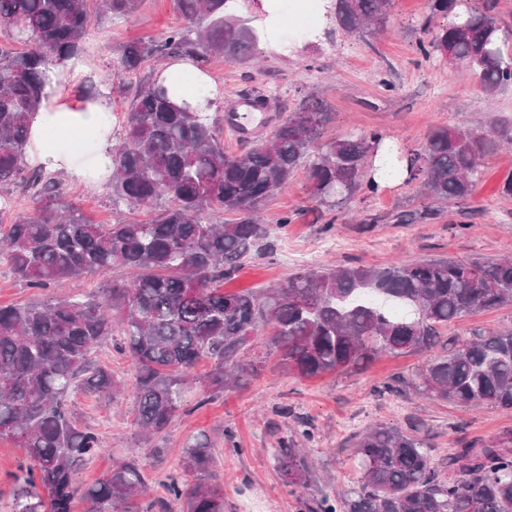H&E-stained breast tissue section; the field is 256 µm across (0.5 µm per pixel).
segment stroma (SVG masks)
Instances as JSON below:
<instances>
[{
  "mask_svg": "<svg viewBox=\"0 0 512 512\" xmlns=\"http://www.w3.org/2000/svg\"><path fill=\"white\" fill-rule=\"evenodd\" d=\"M427 0H393L385 33L341 30L327 11L314 21L316 39L287 36L286 25L262 38L258 62L211 60L207 66L222 98L213 115L223 119L234 109L244 88L269 95L270 121L251 141L222 130L224 150L240 154L266 140L280 115L293 110L300 98L326 97L334 107L324 136L331 139L352 130H380L386 144L400 155L420 152L428 131L435 127L473 129L489 120L512 126V87L486 101L463 66L422 60L419 24L428 13ZM179 20L172 0H141L138 13L125 20L94 16L84 42L86 79L108 87L113 116L127 110L135 90L134 78L118 66L120 46L143 38L162 39ZM390 80L385 92L380 80ZM475 194L448 204L427 198L419 180L400 175L384 181L377 193H364L344 205L337 220L309 196L304 170H297L287 190L266 203L262 222L272 233L273 250H260L224 284L225 291L255 290L285 284L295 273L320 265L383 266L393 260L419 261L454 258L473 261L512 257V197L500 187L512 174V147L486 154ZM67 194L83 216L95 224H126L148 219L166 207L160 199L149 205L112 204V187H89L70 180ZM294 221L276 231L283 216ZM412 223H402V216ZM331 231H324L326 221ZM132 274L116 264L103 275L65 279L39 291L26 287L0 262V305L67 298L96 288L124 283ZM512 329V303L479 312L449 325L435 348L443 354L473 332ZM270 331L260 328L239 353L254 364L235 386L213 383L219 362L202 360L180 411L162 432L146 434L136 424L132 358L106 344L96 361L121 381L122 392L106 396L88 389L73 391L70 402L81 425L95 429L106 443L105 452L74 473L77 486L98 482L118 462L136 459L155 505L167 496L171 480L192 485L199 480L224 489V512H304L322 496L342 494L359 476L351 454L356 437L368 426H394L424 439L436 467H443L458 442L484 443L512 431V409L484 406L465 409L437 402L416 386V374L426 362L422 355L381 353L358 367L313 378H299L280 363L269 342ZM306 421L307 484L286 486L277 454L299 421ZM232 430L241 446L224 445ZM206 440L214 462L205 473L186 470L184 445L190 438Z\"/></svg>",
  "mask_w": 512,
  "mask_h": 512,
  "instance_id": "obj_1",
  "label": "stroma"
}]
</instances>
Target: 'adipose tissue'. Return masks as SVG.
Instances as JSON below:
<instances>
[{
	"label": "adipose tissue",
	"mask_w": 512,
	"mask_h": 512,
	"mask_svg": "<svg viewBox=\"0 0 512 512\" xmlns=\"http://www.w3.org/2000/svg\"><path fill=\"white\" fill-rule=\"evenodd\" d=\"M87 71L84 60L71 58L51 67L46 73L42 106L30 123V144L27 159L49 172H63L77 182L96 186L112 175V104L109 96H101L95 103L81 105L71 96ZM167 73L187 74L192 84L171 87L168 96L176 104H189L202 112L213 109L217 91L200 97L197 88L207 83L208 77L195 61L184 58L166 68ZM78 131L90 136L96 144L91 161H80L77 154H63L56 150L55 139Z\"/></svg>",
	"instance_id": "ef3b65f1"
}]
</instances>
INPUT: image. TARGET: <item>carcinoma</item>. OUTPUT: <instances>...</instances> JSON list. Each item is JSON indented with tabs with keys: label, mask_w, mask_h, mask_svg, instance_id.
Returning <instances> with one entry per match:
<instances>
[{
	"label": "carcinoma",
	"mask_w": 512,
	"mask_h": 512,
	"mask_svg": "<svg viewBox=\"0 0 512 512\" xmlns=\"http://www.w3.org/2000/svg\"><path fill=\"white\" fill-rule=\"evenodd\" d=\"M178 27L160 41L123 46L120 67L139 72L156 57H193L204 68L214 57H253L259 33L230 12L235 0H173ZM392 0H334L343 30L386 25ZM458 0H428V17L455 13L419 42L426 60L463 65L487 99L512 85V57L491 6L456 11ZM137 0H96V9L130 19ZM90 23L88 0H0V30L29 50L0 45V186L31 193L34 208L0 202V257L16 278L46 289L64 278L105 274L121 264L138 271L99 295L25 305H0V439L24 448L29 469L16 477L15 512H71L80 495L89 512H148L136 460L116 465L81 489L74 472L104 451L92 429L77 422L67 397L80 385L114 394L121 383L94 360L115 337L136 368L139 426L153 433L179 411L190 372L208 357L222 360L213 382L253 369L235 361L260 327L271 329L282 363L302 378L345 369L378 353L431 351L442 329L470 314L512 302V258L469 262L439 258L385 266H321L300 271L278 288L227 293L232 278L268 232L258 215L272 193L300 167L310 196L333 212L359 193H374L362 173L383 140L377 130L352 131L329 141L332 120L320 97L301 101L258 147L224 151L220 130L203 112L178 106L149 76L124 112L112 152V204L170 205L140 223L92 224L67 199L63 179L27 161L30 119L41 103L46 71L80 54ZM512 142L507 127L429 132L424 152L406 159L424 194L453 203L474 195L483 156ZM227 219L213 224L208 210ZM428 395L464 407L512 408V329L478 334L448 354L431 357L417 374ZM302 422L280 448L278 468L290 485L306 482ZM354 457L359 486L313 512H512V433L479 445L462 442L448 475L431 464L423 443L396 427L375 426L359 436ZM185 466L212 462L207 442L192 439ZM166 505L179 512H224V489L177 481L166 485Z\"/></svg>",
	"instance_id": "1"
}]
</instances>
